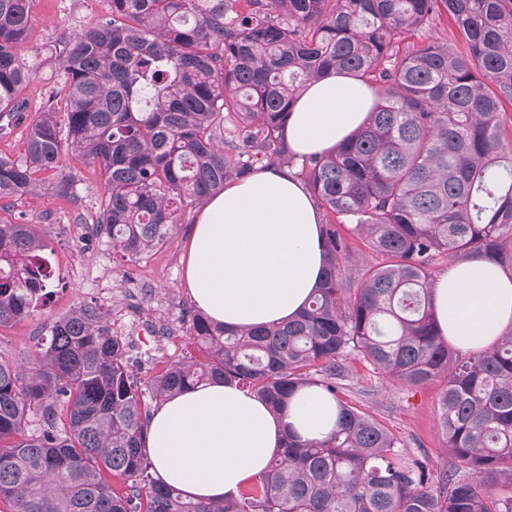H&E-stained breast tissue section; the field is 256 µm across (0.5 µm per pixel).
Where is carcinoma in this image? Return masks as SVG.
<instances>
[{
	"label": "carcinoma",
	"mask_w": 512,
	"mask_h": 512,
	"mask_svg": "<svg viewBox=\"0 0 512 512\" xmlns=\"http://www.w3.org/2000/svg\"><path fill=\"white\" fill-rule=\"evenodd\" d=\"M32 0H0V117L20 91ZM64 42L62 76L0 153V201L52 172L72 194L62 143L100 170L97 224L128 258L162 244L188 207L258 167L297 166L323 224L324 279L286 321L246 329L191 313L200 357L148 381L104 314L80 305L36 344L28 373L0 359V500L10 512H512V329L463 354L437 327L431 268L441 255L512 273V0H107ZM448 13L466 48L400 46ZM355 73L378 103L327 155L301 159L281 129L308 84ZM380 258L351 287L336 219ZM44 245L0 220V327L49 296ZM407 386L440 380V425L455 461L436 485L424 458L342 397L349 361ZM234 384L282 412L305 386L336 400V429L290 434L236 498L195 502L160 485L145 451L151 406L200 383ZM465 469L468 475L458 474ZM30 116V112H16L11 116L10 125L12 132L21 130L13 135H1L0 133V152L14 157H18L24 152L27 131L26 129L23 131L22 128L28 123Z\"/></svg>",
	"instance_id": "cac0c4a2"
}]
</instances>
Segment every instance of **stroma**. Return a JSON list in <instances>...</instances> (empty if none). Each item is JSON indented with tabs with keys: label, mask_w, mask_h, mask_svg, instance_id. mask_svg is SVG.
Returning a JSON list of instances; mask_svg holds the SVG:
<instances>
[{
	"label": "stroma",
	"mask_w": 512,
	"mask_h": 512,
	"mask_svg": "<svg viewBox=\"0 0 512 512\" xmlns=\"http://www.w3.org/2000/svg\"><path fill=\"white\" fill-rule=\"evenodd\" d=\"M106 0H33L32 23L23 54L36 72L22 95L38 107L56 87L61 71L54 50L70 35L106 12ZM75 182L73 197L63 199L47 185L5 201L0 219L24 217L44 242V254L55 273L45 305L29 317L0 327V358L21 369L34 363L33 340L57 318L84 303L97 305L114 333L126 337L141 378L171 362L194 356L183 311L192 307L183 276L182 256L197 209L170 227L165 241L129 259L116 253L111 239L99 232L96 218L104 197L100 173L69 158ZM167 335H160V328ZM440 382L410 387L378 378L369 365L354 359L344 390L347 400L403 438L405 452L426 457L432 472L453 467L442 435L437 405Z\"/></svg>",
	"instance_id": "35a3bbf8"
}]
</instances>
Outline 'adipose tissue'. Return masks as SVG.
<instances>
[{"label": "adipose tissue", "mask_w": 512, "mask_h": 512, "mask_svg": "<svg viewBox=\"0 0 512 512\" xmlns=\"http://www.w3.org/2000/svg\"><path fill=\"white\" fill-rule=\"evenodd\" d=\"M376 102L363 78L331 71L292 107L284 140L296 156L329 154ZM322 214L293 169L270 165L212 196L185 246V280L215 323L249 328L283 322L308 305L325 265ZM432 305L449 343L479 352L512 328V276L495 263H452L432 284ZM335 400L306 387L280 415L219 381L167 396L154 409L146 452L154 476L211 502L235 496L267 468L286 434L319 440L336 426Z\"/></svg>", "instance_id": "adipose-tissue-1"}]
</instances>
